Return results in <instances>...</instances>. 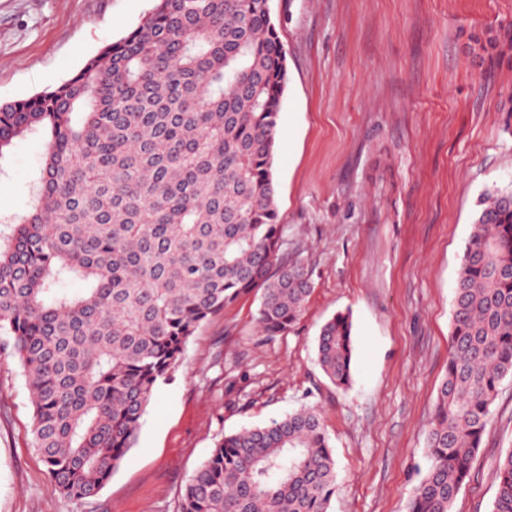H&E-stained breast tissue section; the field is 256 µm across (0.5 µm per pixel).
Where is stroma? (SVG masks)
<instances>
[{
	"mask_svg": "<svg viewBox=\"0 0 512 512\" xmlns=\"http://www.w3.org/2000/svg\"><path fill=\"white\" fill-rule=\"evenodd\" d=\"M152 0H0V103L75 75ZM289 83L276 135L280 223L313 291L266 339L242 296L193 336L138 439L93 498L57 493L32 446L24 370L0 353V512H176L224 436L318 406L340 486L329 512H406L448 363L454 288L482 194L512 186V0H274ZM46 138L0 156V233L29 208ZM352 314L354 373L316 363ZM453 512H491L512 448V378ZM353 323L350 312H337L321 327L317 363L324 376L346 390L353 382Z\"/></svg>",
	"mask_w": 512,
	"mask_h": 512,
	"instance_id": "stroma-1",
	"label": "stroma"
}]
</instances>
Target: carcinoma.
Segmentation results:
<instances>
[{"instance_id": "obj_1", "label": "carcinoma", "mask_w": 512, "mask_h": 512, "mask_svg": "<svg viewBox=\"0 0 512 512\" xmlns=\"http://www.w3.org/2000/svg\"><path fill=\"white\" fill-rule=\"evenodd\" d=\"M271 2L152 0L70 79L0 103V153L50 132L31 208L0 244V349L24 368L33 448L68 499L110 480L212 314L257 292L272 338L305 310L313 285L288 261L275 198L288 65ZM449 343L408 512H453L512 377V188L480 202ZM353 353L351 313L337 312L317 363L339 389ZM495 480L491 512H512V448ZM336 485L321 414L304 406L219 440L177 512H328Z\"/></svg>"}]
</instances>
